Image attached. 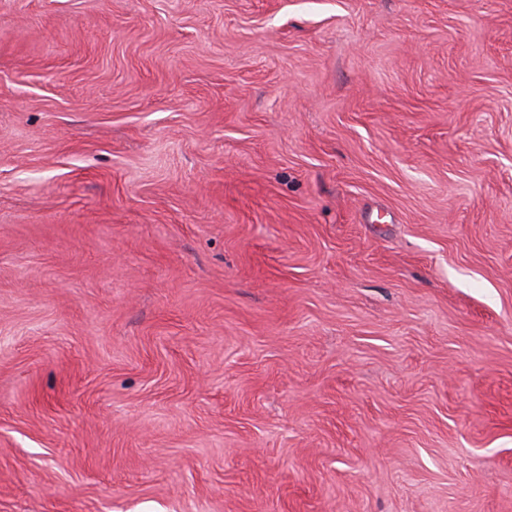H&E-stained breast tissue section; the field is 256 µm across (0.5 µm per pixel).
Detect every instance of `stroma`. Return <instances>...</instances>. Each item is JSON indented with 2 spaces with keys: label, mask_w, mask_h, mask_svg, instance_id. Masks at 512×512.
<instances>
[{
  "label": "stroma",
  "mask_w": 512,
  "mask_h": 512,
  "mask_svg": "<svg viewBox=\"0 0 512 512\" xmlns=\"http://www.w3.org/2000/svg\"><path fill=\"white\" fill-rule=\"evenodd\" d=\"M0 512H512V0H0Z\"/></svg>",
  "instance_id": "1"
}]
</instances>
